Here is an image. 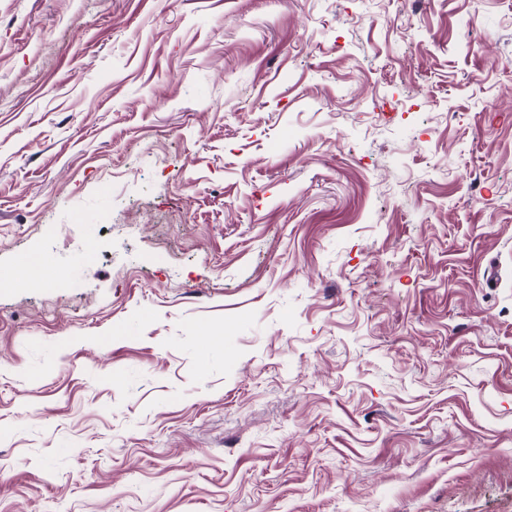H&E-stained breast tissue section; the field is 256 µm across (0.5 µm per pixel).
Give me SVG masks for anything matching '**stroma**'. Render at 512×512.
<instances>
[{"label": "stroma", "mask_w": 512, "mask_h": 512, "mask_svg": "<svg viewBox=\"0 0 512 512\" xmlns=\"http://www.w3.org/2000/svg\"><path fill=\"white\" fill-rule=\"evenodd\" d=\"M0 512H512V0H0ZM52 268L45 265L37 258H31L20 264L13 272L16 282H26L20 288H37L38 282H27L30 279L38 278L42 281L49 279Z\"/></svg>", "instance_id": "1"}]
</instances>
